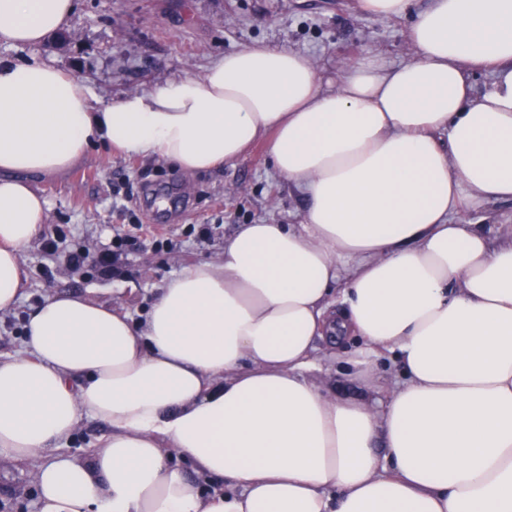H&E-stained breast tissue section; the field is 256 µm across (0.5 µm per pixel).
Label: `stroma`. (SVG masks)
<instances>
[{
	"instance_id": "35a3bbf8",
	"label": "stroma",
	"mask_w": 512,
	"mask_h": 512,
	"mask_svg": "<svg viewBox=\"0 0 512 512\" xmlns=\"http://www.w3.org/2000/svg\"><path fill=\"white\" fill-rule=\"evenodd\" d=\"M410 17L363 13L358 0H76L66 26L39 46L0 42V57L46 59L84 79L94 106L194 76L215 57L263 44L292 49L339 80L369 53L412 60ZM48 203L41 234L22 252L19 305L0 312V357L20 347L28 311L50 293L82 294L141 319L183 267L217 261L237 225L295 224L302 197L271 167L266 141L224 169L188 173L99 144L70 170L36 180ZM128 234L120 270L73 271L43 248L58 233L100 256ZM31 467L0 460V512H38Z\"/></svg>"
}]
</instances>
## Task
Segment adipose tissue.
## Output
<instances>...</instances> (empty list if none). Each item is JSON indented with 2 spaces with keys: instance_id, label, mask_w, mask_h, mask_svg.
I'll return each instance as SVG.
<instances>
[{
  "instance_id": "1",
  "label": "adipose tissue",
  "mask_w": 512,
  "mask_h": 512,
  "mask_svg": "<svg viewBox=\"0 0 512 512\" xmlns=\"http://www.w3.org/2000/svg\"><path fill=\"white\" fill-rule=\"evenodd\" d=\"M73 9L0 0V40L42 43ZM413 16V60L359 57L333 88L255 45L96 108L73 74L0 59V312L47 219L32 176L93 142L194 173L266 136L306 200L299 223L240 225L142 323L81 295L28 313L0 457L31 464L39 512H512V232L459 220L512 200V0ZM354 338L348 377L398 367L385 400L316 381ZM85 414L109 435L55 454Z\"/></svg>"
}]
</instances>
